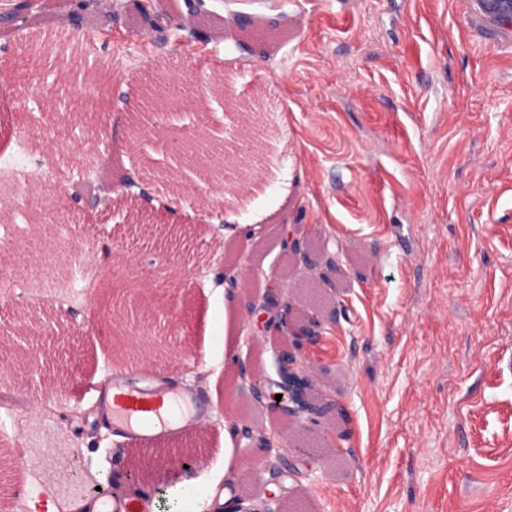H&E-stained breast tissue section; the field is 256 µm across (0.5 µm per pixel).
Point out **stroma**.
<instances>
[{
  "mask_svg": "<svg viewBox=\"0 0 512 512\" xmlns=\"http://www.w3.org/2000/svg\"><path fill=\"white\" fill-rule=\"evenodd\" d=\"M130 2L81 21L74 85L101 61L112 74L95 112L19 95L30 41L67 28L66 9L51 6L42 28L0 31V169L52 175L0 176V347L23 358L0 366V512H24L45 489L76 512L94 485L138 490L140 512H198L228 460L241 512L298 500L303 512H512V20H490L476 0H206L211 18L294 33L250 52L176 30L185 0H152L161 27ZM216 79L272 108L286 149L282 172L235 213L259 227L257 241L212 222L225 198L195 172L177 196L160 178L175 164L162 149L173 134L224 140V103L204 96ZM152 80L181 87L191 113L154 120L134 141L128 118ZM144 164L157 176L137 205L103 216L72 196L85 170ZM294 225L355 268L327 284L336 314L300 355L337 403L301 452L277 444L274 386L228 397L224 374L240 361L254 358L262 378L277 367L268 330L243 331L239 295L217 280L241 249L284 266L281 236ZM182 228L189 252L161 269L160 249ZM107 237L124 264L100 260ZM130 265L180 311L161 337L136 332L138 349L114 343L99 305ZM37 277L59 284V300L30 304ZM141 371L199 395L208 433L138 444L98 415L96 394L73 396L85 378ZM243 412L265 432L247 448ZM191 441L200 450L184 492L161 452Z\"/></svg>",
  "mask_w": 512,
  "mask_h": 512,
  "instance_id": "1",
  "label": "stroma"
}]
</instances>
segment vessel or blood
<instances>
[{
    "mask_svg": "<svg viewBox=\"0 0 512 512\" xmlns=\"http://www.w3.org/2000/svg\"><path fill=\"white\" fill-rule=\"evenodd\" d=\"M116 393L107 415L129 439L138 441L156 435H168L198 424L201 414L192 413L194 395L175 387L158 389L130 384L118 376Z\"/></svg>",
    "mask_w": 512,
    "mask_h": 512,
    "instance_id": "1",
    "label": "vessel or blood"
}]
</instances>
